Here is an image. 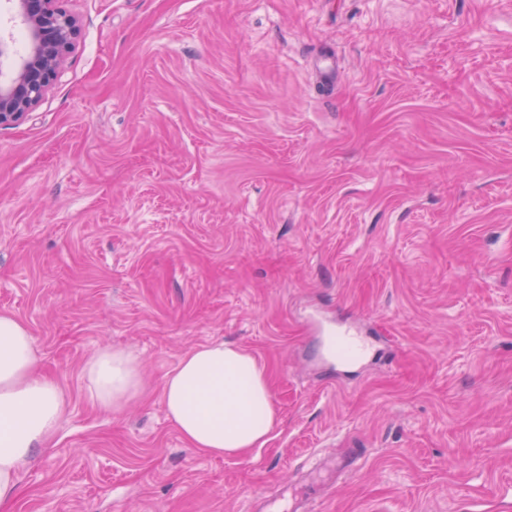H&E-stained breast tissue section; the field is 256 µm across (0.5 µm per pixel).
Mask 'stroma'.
Listing matches in <instances>:
<instances>
[{
	"mask_svg": "<svg viewBox=\"0 0 512 512\" xmlns=\"http://www.w3.org/2000/svg\"><path fill=\"white\" fill-rule=\"evenodd\" d=\"M62 5L74 51L0 128V312L71 403L14 512H512V0ZM215 341L280 417L243 456L162 401ZM102 345L143 364L116 413ZM340 344L347 350L355 362H360L369 354V345L350 329L341 327L337 333ZM86 398L104 412H117L142 390L140 358L130 350L102 346L83 367Z\"/></svg>",
	"mask_w": 512,
	"mask_h": 512,
	"instance_id": "stroma-1",
	"label": "stroma"
}]
</instances>
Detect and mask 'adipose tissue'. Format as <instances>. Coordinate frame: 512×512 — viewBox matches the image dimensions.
<instances>
[{"label": "adipose tissue", "mask_w": 512, "mask_h": 512, "mask_svg": "<svg viewBox=\"0 0 512 512\" xmlns=\"http://www.w3.org/2000/svg\"><path fill=\"white\" fill-rule=\"evenodd\" d=\"M29 329L0 313V512H11L18 476L66 419L70 401L59 383L39 373ZM85 395L116 412L142 390L139 357L102 346L87 358ZM168 419L199 453L238 456L262 447L278 423L266 370L244 350L216 341L188 349L163 382Z\"/></svg>", "instance_id": "1"}]
</instances>
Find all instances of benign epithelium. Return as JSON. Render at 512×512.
Segmentation results:
<instances>
[{"mask_svg":"<svg viewBox=\"0 0 512 512\" xmlns=\"http://www.w3.org/2000/svg\"><path fill=\"white\" fill-rule=\"evenodd\" d=\"M62 0H15L16 13L29 37L27 55L14 75L0 84V127L13 126L34 110L74 50L78 19Z\"/></svg>","mask_w":512,"mask_h":512,"instance_id":"1","label":"benign epithelium"}]
</instances>
